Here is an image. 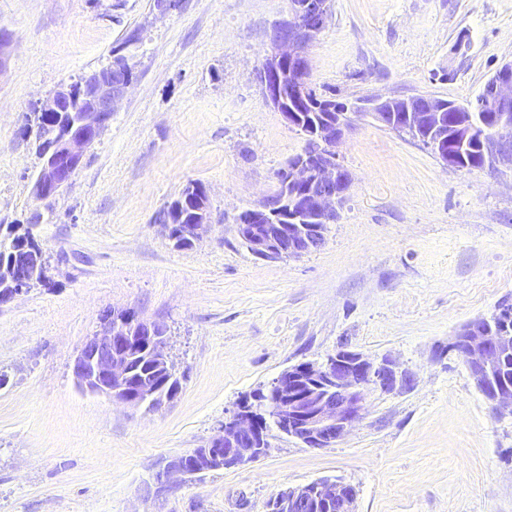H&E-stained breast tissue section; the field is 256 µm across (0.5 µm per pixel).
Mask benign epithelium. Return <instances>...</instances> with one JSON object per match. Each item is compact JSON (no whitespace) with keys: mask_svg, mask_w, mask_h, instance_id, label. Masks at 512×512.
Returning a JSON list of instances; mask_svg holds the SVG:
<instances>
[{"mask_svg":"<svg viewBox=\"0 0 512 512\" xmlns=\"http://www.w3.org/2000/svg\"><path fill=\"white\" fill-rule=\"evenodd\" d=\"M288 19L273 30L271 51L261 62L257 80L267 103L306 139L302 153L288 161L278 176L280 189L236 217L240 238L258 258L276 261L297 257L320 247L328 225L336 222L339 208L352 183L350 172L338 161L336 146L351 128L350 113L359 108L344 102L316 106L335 118L314 122L304 107L312 106L307 81L310 43L332 18L331 0H289ZM133 64L124 47L113 51L112 63L72 84H62L39 102L41 119L25 128L26 137L42 146L41 165L32 191L41 206L31 211L30 224H42L52 202L82 167L86 152L112 121V113L133 84ZM365 111L379 124L413 133L445 164L457 156L448 154V141L467 143L475 137L485 141L486 155L493 166H512V138L503 131L512 128V63L504 64L481 97L479 111L492 113V129L476 126L473 108L440 98L412 96L378 97ZM191 196L169 209L165 225L176 228V236L190 244L198 242L210 228L202 209L191 207ZM25 245V242L18 241ZM27 246V245H25ZM28 262L11 269L13 288L0 292V308L28 291V268L48 272L42 247L27 246ZM166 331L157 322L141 320L132 310L102 318L99 329L81 347L72 373L85 392L125 404L155 406L168 400L157 396L154 383L144 379L131 383L130 362L146 354L165 362ZM512 348V304H502L489 317L463 326L448 350L461 355L481 393L497 411L512 413V387L496 384L500 353ZM410 375L390 359L371 361L363 354L340 348L325 362L292 365L275 377L262 405L243 402L222 430L207 445L190 454L165 462L155 474L156 491L170 487L179 476L191 480L209 471L242 467L269 451L255 413L270 417L278 430L310 448H325L340 440L363 416L369 393L389 392L409 385ZM357 491L340 479L322 478L282 490L271 502V512H316L325 504L330 512H356Z\"/></svg>","mask_w":512,"mask_h":512,"instance_id":"obj_1","label":"benign epithelium"}]
</instances>
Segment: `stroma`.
Returning a JSON list of instances; mask_svg holds the SVG:
<instances>
[{"label":"stroma","instance_id":"obj_1","mask_svg":"<svg viewBox=\"0 0 512 512\" xmlns=\"http://www.w3.org/2000/svg\"><path fill=\"white\" fill-rule=\"evenodd\" d=\"M288 0H0V234L36 208L23 134L37 101L126 46L135 82L33 231L52 284L0 309V512H269L283 489L340 478L356 512H512V414L494 410L448 342L512 303V167L455 169L360 108L377 96L475 101L512 62V0H332L309 82L358 106L336 147L352 185L321 247L267 261L236 215L276 189L305 138L256 70ZM467 50L455 51L459 33ZM192 181L211 228L174 247L159 218ZM168 328L181 378L161 408L80 391L75 355L104 314ZM387 357L411 387L374 392L350 431L310 448L271 430L267 456L153 491L289 366L338 348Z\"/></svg>","mask_w":512,"mask_h":512}]
</instances>
